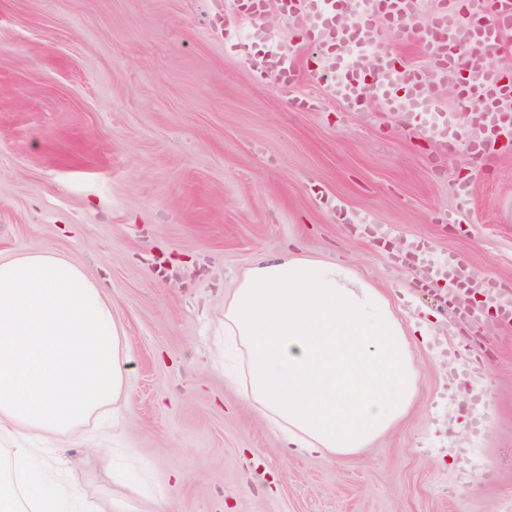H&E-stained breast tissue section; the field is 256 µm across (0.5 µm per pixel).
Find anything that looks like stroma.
<instances>
[{"instance_id":"1","label":"stroma","mask_w":512,"mask_h":512,"mask_svg":"<svg viewBox=\"0 0 512 512\" xmlns=\"http://www.w3.org/2000/svg\"><path fill=\"white\" fill-rule=\"evenodd\" d=\"M224 0H0V252L51 249L100 281L126 332L133 416L115 429L146 475L117 479L69 438L53 465L107 512H512V332L487 323L490 372L448 398L439 302L338 210L430 242L512 285V144L458 206L460 155L368 97L349 112L307 82L256 76L224 44ZM319 98L308 112L292 98ZM290 240L354 265L424 331L410 412L361 455H283L215 366L224 290ZM184 481L171 487L169 476ZM472 196V182L470 180H463L457 187V197L459 200V211L455 214H444V220L448 224H462L464 217L468 216L471 212L469 201Z\"/></svg>"}]
</instances>
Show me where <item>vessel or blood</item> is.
I'll return each instance as SVG.
<instances>
[{
  "instance_id": "vessel-or-blood-1",
  "label": "vessel or blood",
  "mask_w": 512,
  "mask_h": 512,
  "mask_svg": "<svg viewBox=\"0 0 512 512\" xmlns=\"http://www.w3.org/2000/svg\"><path fill=\"white\" fill-rule=\"evenodd\" d=\"M268 0H233L240 21L250 30L248 41L232 31L224 39L237 44L259 75L274 74L293 86L300 77L297 51L274 40L267 20ZM439 0L429 17L421 15V0H288V17L304 22L305 43L320 51L310 80L327 97L350 112L361 109L366 91L387 111L421 115L415 134L430 141L441 154L465 149L478 163L495 157L499 143L512 139V80L501 72L499 51L512 43V0ZM412 40L428 60L427 68L398 65L397 44ZM454 87L461 101L477 99L478 111L466 126L453 124L436 97ZM423 278L448 287L467 284L487 300L484 308H456L453 326L490 315L499 327L512 329V290L489 276L475 273L456 254L438 258L431 245L418 251Z\"/></svg>"
}]
</instances>
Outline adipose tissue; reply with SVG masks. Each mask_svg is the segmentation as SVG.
Segmentation results:
<instances>
[{
    "label": "adipose tissue",
    "mask_w": 512,
    "mask_h": 512,
    "mask_svg": "<svg viewBox=\"0 0 512 512\" xmlns=\"http://www.w3.org/2000/svg\"><path fill=\"white\" fill-rule=\"evenodd\" d=\"M224 335L241 399L283 433L284 450L343 457L413 405L414 340L387 296L349 264L283 249L224 293ZM125 331L97 282L49 250L0 254V435L22 439L0 465V512H84L77 482L53 484L25 439L74 434L110 405L130 408Z\"/></svg>",
    "instance_id": "adipose-tissue-1"
}]
</instances>
